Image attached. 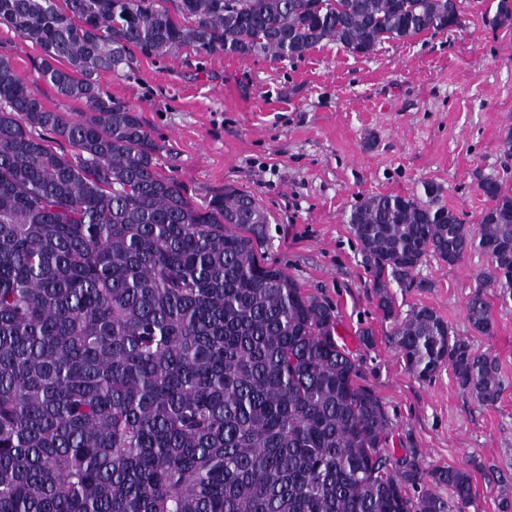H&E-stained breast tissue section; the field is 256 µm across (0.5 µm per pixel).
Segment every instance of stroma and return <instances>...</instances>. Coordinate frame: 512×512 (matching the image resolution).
I'll list each match as a JSON object with an SVG mask.
<instances>
[{"label": "stroma", "mask_w": 512, "mask_h": 512, "mask_svg": "<svg viewBox=\"0 0 512 512\" xmlns=\"http://www.w3.org/2000/svg\"><path fill=\"white\" fill-rule=\"evenodd\" d=\"M496 3L458 0L460 26L387 41L366 56L333 42L294 59L187 47L99 78L112 99L137 107L163 146V170L196 204L228 185L255 195L269 219L266 256L334 308L360 384L388 412L393 462L467 468L475 497L465 512H502V499H512V299L486 288L493 330L472 329L466 301L487 266L479 251L452 266L427 258L411 283H391L399 314L433 308L495 358L505 390L486 406L451 370L416 378L376 306L350 216L368 196L398 194L451 209L475 232L489 205L481 182L512 194V24H492ZM0 54L35 77L39 50L4 26ZM429 183L438 193L425 194Z\"/></svg>", "instance_id": "obj_1"}]
</instances>
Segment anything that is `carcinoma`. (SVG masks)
<instances>
[{
    "label": "carcinoma",
    "mask_w": 512,
    "mask_h": 512,
    "mask_svg": "<svg viewBox=\"0 0 512 512\" xmlns=\"http://www.w3.org/2000/svg\"><path fill=\"white\" fill-rule=\"evenodd\" d=\"M452 24L457 0H0V25L41 52L38 80L89 108H47L0 55V512H464L468 471L393 464L392 423L332 308L261 252L255 196L195 204L139 112L99 83L135 52L293 59L335 41L365 56ZM481 189L477 235L391 194L350 224L407 370L446 366L493 405L494 360L429 307L398 318L388 291L429 256L479 250L467 314L491 332L483 288L512 299V196Z\"/></svg>",
    "instance_id": "carcinoma-1"
}]
</instances>
